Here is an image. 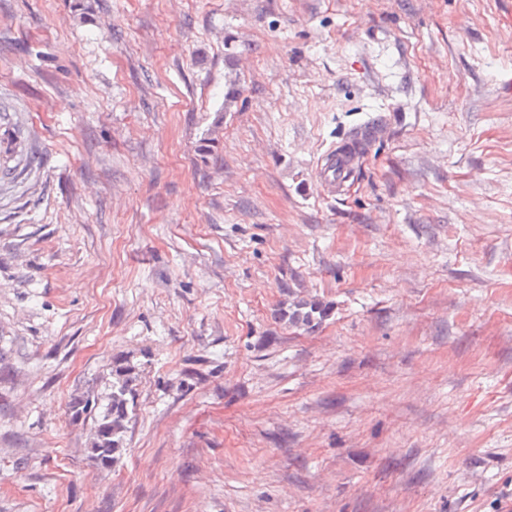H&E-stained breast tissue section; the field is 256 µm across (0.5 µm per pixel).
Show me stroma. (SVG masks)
Masks as SVG:
<instances>
[{
    "instance_id": "obj_1",
    "label": "stroma",
    "mask_w": 512,
    "mask_h": 512,
    "mask_svg": "<svg viewBox=\"0 0 512 512\" xmlns=\"http://www.w3.org/2000/svg\"><path fill=\"white\" fill-rule=\"evenodd\" d=\"M0 108V512H512V0H0ZM355 153L343 146L331 145L318 163L321 180L325 189L336 193V187H343L355 170ZM329 313V307L318 300L299 299L288 313V321L293 325H309L315 320H322ZM112 370L114 375L121 380V385L117 392L112 391L111 403L97 422L94 442L89 448L92 456L104 467H111L123 448V433L126 431L125 422L128 419L129 403L125 396L131 395L132 382L135 378L131 376L133 369L122 363H117Z\"/></svg>"
}]
</instances>
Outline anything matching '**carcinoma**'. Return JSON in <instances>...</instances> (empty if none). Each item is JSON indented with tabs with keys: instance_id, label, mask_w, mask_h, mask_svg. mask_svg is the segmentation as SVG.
<instances>
[{
	"instance_id": "cac0c4a2",
	"label": "carcinoma",
	"mask_w": 512,
	"mask_h": 512,
	"mask_svg": "<svg viewBox=\"0 0 512 512\" xmlns=\"http://www.w3.org/2000/svg\"><path fill=\"white\" fill-rule=\"evenodd\" d=\"M329 313V307L318 300L299 299L288 313V321L293 325H308L323 319ZM114 375L121 380L118 391L112 392L111 403L100 420H98L94 442L90 453L104 467L112 466L123 448V433L128 419V399L132 393V368L121 363L113 366Z\"/></svg>"
}]
</instances>
